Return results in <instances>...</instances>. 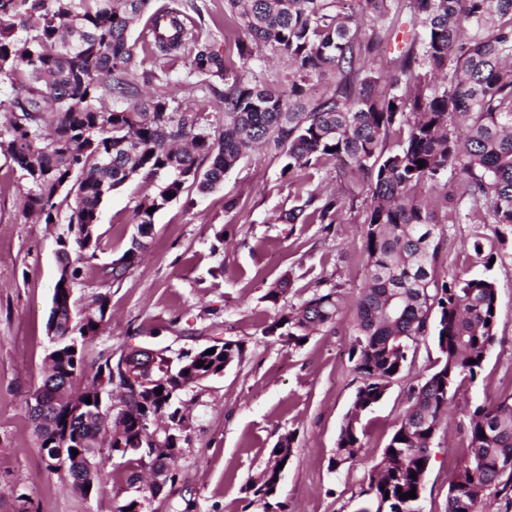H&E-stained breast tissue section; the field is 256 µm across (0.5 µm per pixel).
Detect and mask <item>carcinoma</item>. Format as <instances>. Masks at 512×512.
<instances>
[{
  "label": "carcinoma",
  "mask_w": 512,
  "mask_h": 512,
  "mask_svg": "<svg viewBox=\"0 0 512 512\" xmlns=\"http://www.w3.org/2000/svg\"><path fill=\"white\" fill-rule=\"evenodd\" d=\"M246 31L223 54L187 28L193 0H0V153L25 180L24 209L58 221L62 194H74L68 233L58 237L59 278L47 323L57 338L50 374L32 394L47 406L33 417L52 467L86 497V487L124 469L137 489L117 512H143L161 487L139 486L148 469L174 481L172 448L189 419L176 403L179 379L203 382L241 358L242 344L216 339L194 353L157 355L150 386L134 388L131 350L97 349L110 296L77 307L79 263L101 249L103 200L133 176L160 180L136 205V235L122 256L101 268L105 283L122 278L148 247L154 215L185 187L209 194L250 155L282 159L281 178L297 186L289 224H341L362 208L365 286L355 300L357 335L350 359L362 377L337 439L334 468L363 448L362 417L384 397L420 342L438 351L432 372L413 388L410 405L367 474L359 512H421L435 437L461 387L477 379L494 341L497 293L491 277L440 276L441 221L430 207L485 200L489 222L512 226V0H225ZM411 36L387 45L402 16ZM146 17L136 38L132 26ZM288 62L278 90L246 81L243 66L264 53ZM183 62L189 75L224 105V130L176 105L171 93L138 97L135 77L159 78L143 60ZM325 92L309 95L310 83ZM424 161L419 167L417 161ZM332 165L336 178L365 189L362 200L303 181ZM290 280L264 299L277 304ZM345 295L339 285L315 292L264 328L288 345L333 326ZM75 352H69V349ZM215 353L210 354L208 350ZM475 363H470V360ZM204 365L197 366L198 361ZM162 394H156V389ZM91 403H86V398ZM294 434L281 435L253 481V502L268 509L276 468L290 460ZM78 455H73V450ZM417 477H411V473ZM416 491V497L403 495ZM512 508V394L476 406L468 444L448 485L445 512H479L490 493Z\"/></svg>",
  "instance_id": "obj_1"
}]
</instances>
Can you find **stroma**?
Returning a JSON list of instances; mask_svg holds the SVG:
<instances>
[{"instance_id":"1","label":"stroma","mask_w":512,"mask_h":512,"mask_svg":"<svg viewBox=\"0 0 512 512\" xmlns=\"http://www.w3.org/2000/svg\"><path fill=\"white\" fill-rule=\"evenodd\" d=\"M195 2L201 13L189 24L199 41L222 51L244 38V28L226 18L224 0ZM167 78L181 106L206 112L213 130L223 129L222 106L194 85L183 65L169 68ZM281 166L278 157L256 155L226 173L211 194L185 189L155 213L142 259L109 285L100 269L129 247L135 206L155 186L134 177L102 204L103 249L85 263L73 289L81 307L99 292L110 296L111 318L98 347L194 351L217 338L244 345L242 358L221 375L179 393L191 428L174 463L177 480L148 501L146 512H183L189 499L193 512H257L249 481L290 431L293 454L277 496L287 512H358L368 470L405 415L411 388L438 356L431 342L420 344L363 418L360 456L333 468L340 428L361 384L349 350L354 299L366 273L363 216L345 214L329 228L284 223L296 189L282 179ZM24 191L18 166L0 155V512H116L127 495L124 472L113 471L89 497L74 493L52 469L28 412L51 351L46 323L59 275L56 240L66 231L70 204L62 202L59 223L43 224L25 216ZM230 200L236 206L229 210ZM461 207L470 217L445 224L442 272L489 273L497 289L496 340L476 381L459 392L448 430L434 440L421 512H445L448 484L468 442L470 409L512 394V226L487 223L484 205L466 200ZM476 240L484 255L494 256L491 268L471 251ZM285 276L291 280L286 302L266 301L268 287ZM325 283L340 284L348 300L335 326L299 347L264 335L286 307Z\"/></svg>"}]
</instances>
